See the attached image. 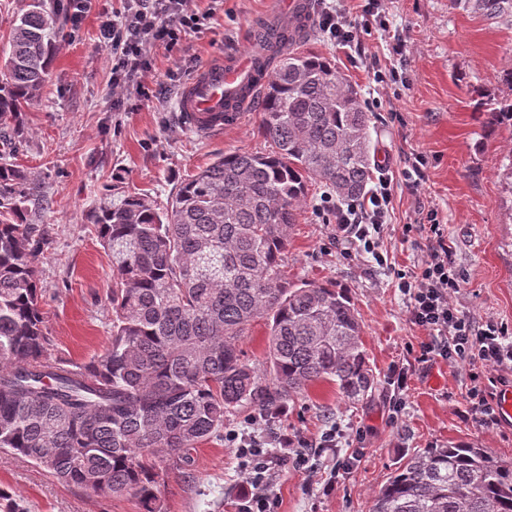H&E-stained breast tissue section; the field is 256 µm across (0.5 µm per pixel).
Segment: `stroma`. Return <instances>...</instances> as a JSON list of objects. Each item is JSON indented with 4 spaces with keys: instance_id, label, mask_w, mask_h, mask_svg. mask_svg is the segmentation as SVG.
Returning <instances> with one entry per match:
<instances>
[{
    "instance_id": "obj_1",
    "label": "stroma",
    "mask_w": 512,
    "mask_h": 512,
    "mask_svg": "<svg viewBox=\"0 0 512 512\" xmlns=\"http://www.w3.org/2000/svg\"><path fill=\"white\" fill-rule=\"evenodd\" d=\"M64 29L38 102L25 114L26 137L14 163L45 196L40 221L49 229L38 270L42 307L55 349L86 362L110 341L112 263L87 222L89 210L110 193L125 191L163 207L188 175L235 151L260 152V100L252 98L236 122L208 135L188 127L179 110L186 81L204 64L247 52L269 15L268 0H197L211 18L189 33L176 52L153 51V95L112 109V60L99 42L101 14L120 0H89L78 33L58 0ZM385 27L361 30L364 53L336 47L312 29L309 49L329 57L374 111V173L393 178V201L381 230L386 263L371 255L344 256L331 214L316 210L323 186H311L288 235L284 270L292 283L345 289L363 327L375 376L371 398L351 403L330 381L312 385L274 415L271 428L320 438L331 426L342 433L322 449L324 459L349 458V438L367 437L357 460L340 472L335 490L314 497L305 471H281L280 512H369L374 493L408 456L422 448L471 442L512 461V426L485 428L463 416L461 388L467 368L442 361L420 364L409 349L424 338L396 285L398 270L424 258L419 232L407 224L434 211L445 224L461 274L456 307L478 320L512 329V198L501 165L512 154V133L484 125L486 103L512 95L502 75L512 68V24L453 9L450 0H386ZM406 48L396 52L398 39ZM423 155L425 180L410 191L404 172ZM407 364L409 391L402 415L392 413L387 383L391 364ZM193 464L170 473L162 512H233L240 492L238 461L223 436L199 444ZM13 490L27 512H141L134 497L113 498L62 483L34 464L0 452V488Z\"/></svg>"
}]
</instances>
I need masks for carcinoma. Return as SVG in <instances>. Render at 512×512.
Instances as JSON below:
<instances>
[{
	"instance_id": "1",
	"label": "carcinoma",
	"mask_w": 512,
	"mask_h": 512,
	"mask_svg": "<svg viewBox=\"0 0 512 512\" xmlns=\"http://www.w3.org/2000/svg\"><path fill=\"white\" fill-rule=\"evenodd\" d=\"M450 3L512 22V0ZM54 17L45 0H29L0 69V450L161 512L164 475L190 466V450L235 410L274 414L321 380L349 401L370 397L375 378L346 291L288 283L283 255L307 184L343 200L365 195L372 113L329 58L304 48L307 36L265 32L268 149L219 157L164 208L123 194L89 212L112 257L111 345L76 362L55 352L41 309L46 228L36 218L47 199L8 160L58 52ZM484 116L488 128L512 129V99ZM260 318L269 332L258 368L239 343ZM370 512H512V463L473 443L423 448L395 468Z\"/></svg>"
}]
</instances>
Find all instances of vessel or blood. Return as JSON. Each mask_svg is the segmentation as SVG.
Returning a JSON list of instances; mask_svg holds the SVG:
<instances>
[{"label":"vessel or blood","mask_w":512,"mask_h":512,"mask_svg":"<svg viewBox=\"0 0 512 512\" xmlns=\"http://www.w3.org/2000/svg\"><path fill=\"white\" fill-rule=\"evenodd\" d=\"M275 14L289 20L310 16L309 0H274ZM264 79L256 71V56L248 53L203 65L182 91L179 110L200 133L223 129L247 104V88H261Z\"/></svg>","instance_id":"b4317fda"}]
</instances>
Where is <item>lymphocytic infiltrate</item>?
<instances>
[{
    "instance_id": "lymphocytic-infiltrate-1",
    "label": "lymphocytic infiltrate",
    "mask_w": 512,
    "mask_h": 512,
    "mask_svg": "<svg viewBox=\"0 0 512 512\" xmlns=\"http://www.w3.org/2000/svg\"><path fill=\"white\" fill-rule=\"evenodd\" d=\"M122 2V9L102 20L99 28L105 46L112 50V109L116 112L126 95L148 96L153 49L160 44L175 49L187 32L200 29L206 20L196 10L195 0ZM383 12V0H363L357 20L328 6L321 10L318 26L337 47L354 48L361 27L382 22ZM390 204V184L383 178L367 198L343 202L326 194L317 209L335 214L338 245L355 247L379 262L383 256L378 252V239ZM421 230L426 234V256L399 283L408 298L411 321L428 336L416 360L468 364L469 382L461 395L466 413L480 426L491 427L500 416L493 387L512 380V335L494 320L475 321L456 307L453 296L460 280L445 229L433 222ZM224 442L233 448L242 478L235 512H278L279 470L289 465L316 473V450L335 447L336 431L328 429L317 441L272 432L267 415L256 412L225 427Z\"/></svg>"
}]
</instances>
